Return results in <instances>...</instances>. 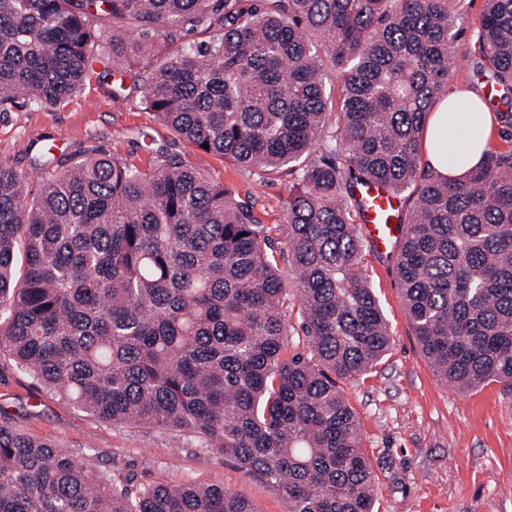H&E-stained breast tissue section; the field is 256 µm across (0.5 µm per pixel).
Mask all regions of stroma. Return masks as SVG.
<instances>
[{"instance_id":"1","label":"stroma","mask_w":512,"mask_h":512,"mask_svg":"<svg viewBox=\"0 0 512 512\" xmlns=\"http://www.w3.org/2000/svg\"><path fill=\"white\" fill-rule=\"evenodd\" d=\"M484 0H464L454 44L455 91L477 87L472 62ZM111 83L89 78L60 107L27 105L0 113V161L26 170L45 148L55 153L106 151L149 167L142 137L181 154L247 201L263 224L283 221L287 175L259 178L179 140L140 102L139 92L113 101ZM371 287L388 319L392 344L368 375L342 383L355 409L362 446L377 479L376 512H512V390L492 382L466 393L433 374L405 313L395 251L363 250ZM0 425L49 441L97 470L148 484H221L255 512H288L263 480L244 476L234 461L189 436L115 426L52 396L0 355Z\"/></svg>"}]
</instances>
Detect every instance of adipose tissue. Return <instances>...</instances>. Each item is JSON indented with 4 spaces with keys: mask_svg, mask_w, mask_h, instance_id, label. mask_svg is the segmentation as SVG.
Returning <instances> with one entry per match:
<instances>
[{
    "mask_svg": "<svg viewBox=\"0 0 512 512\" xmlns=\"http://www.w3.org/2000/svg\"><path fill=\"white\" fill-rule=\"evenodd\" d=\"M497 122L477 93L458 90L441 100L429 117L422 153L427 167L455 176L477 166Z\"/></svg>",
    "mask_w": 512,
    "mask_h": 512,
    "instance_id": "obj_1",
    "label": "adipose tissue"
}]
</instances>
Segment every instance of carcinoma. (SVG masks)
<instances>
[{
  "label": "carcinoma",
  "mask_w": 512,
  "mask_h": 512,
  "mask_svg": "<svg viewBox=\"0 0 512 512\" xmlns=\"http://www.w3.org/2000/svg\"><path fill=\"white\" fill-rule=\"evenodd\" d=\"M460 3L0 0V112L61 105L91 75L120 74L93 69L112 22L125 29L112 60L153 55L136 82L164 126L293 179L283 223L268 227L152 139L147 168L50 148L28 172L0 162V353L101 420L191 435L288 512H373L376 478L339 387L391 342L363 273L358 184L414 197L396 266L436 375L462 391L512 388V147L456 178L417 167L427 117L448 96ZM479 49L476 72L512 114V0H485ZM0 512L254 509L221 485L98 472L0 426Z\"/></svg>",
  "instance_id": "1"
}]
</instances>
